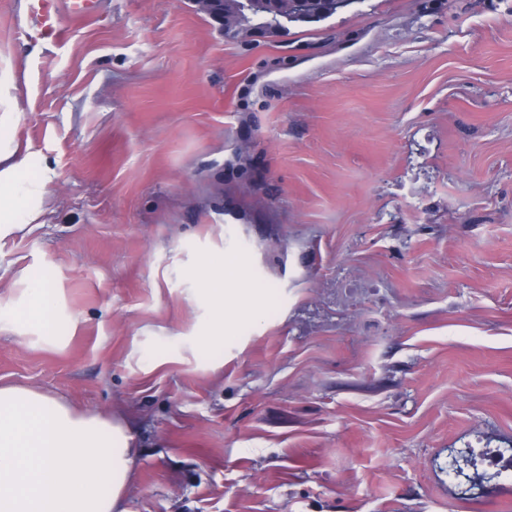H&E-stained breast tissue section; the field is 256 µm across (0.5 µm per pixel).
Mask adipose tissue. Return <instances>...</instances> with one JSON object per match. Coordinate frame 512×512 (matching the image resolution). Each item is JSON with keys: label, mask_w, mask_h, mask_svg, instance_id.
<instances>
[{"label": "adipose tissue", "mask_w": 512, "mask_h": 512, "mask_svg": "<svg viewBox=\"0 0 512 512\" xmlns=\"http://www.w3.org/2000/svg\"><path fill=\"white\" fill-rule=\"evenodd\" d=\"M30 163L0 142V239L35 218L33 203L46 176L29 178ZM212 312L206 344L224 340V308L230 295L224 271L201 275ZM0 332L35 334L46 347L60 344V290L47 269H31ZM138 450L119 419L77 411L65 398L33 388L0 385V512H126Z\"/></svg>", "instance_id": "obj_1"}]
</instances>
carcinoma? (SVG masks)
Instances as JSON below:
<instances>
[{"mask_svg":"<svg viewBox=\"0 0 512 512\" xmlns=\"http://www.w3.org/2000/svg\"><path fill=\"white\" fill-rule=\"evenodd\" d=\"M349 0H316L314 3L296 4L288 0V6H273L253 14L241 9L240 0H220L213 12L224 17V30H234L241 25L251 29H279L288 23L312 22L336 12Z\"/></svg>","mask_w":512,"mask_h":512,"instance_id":"carcinoma-1","label":"carcinoma"}]
</instances>
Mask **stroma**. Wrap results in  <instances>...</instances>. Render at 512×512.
<instances>
[{
    "instance_id": "1",
    "label": "stroma",
    "mask_w": 512,
    "mask_h": 512,
    "mask_svg": "<svg viewBox=\"0 0 512 512\" xmlns=\"http://www.w3.org/2000/svg\"><path fill=\"white\" fill-rule=\"evenodd\" d=\"M0 0V135L50 175L0 240L64 342L0 383L124 416L126 512H512L450 450L512 448V0H352L225 32L202 0H100L55 45ZM251 293L205 346L198 274ZM466 457H463L459 462H455L451 457L448 459V480L456 485H466L469 477L474 476L475 472L485 477H494L497 479L507 478L509 474L506 471H488L483 467V464L479 470L477 462L475 461L472 454L468 452L464 453Z\"/></svg>"
}]
</instances>
